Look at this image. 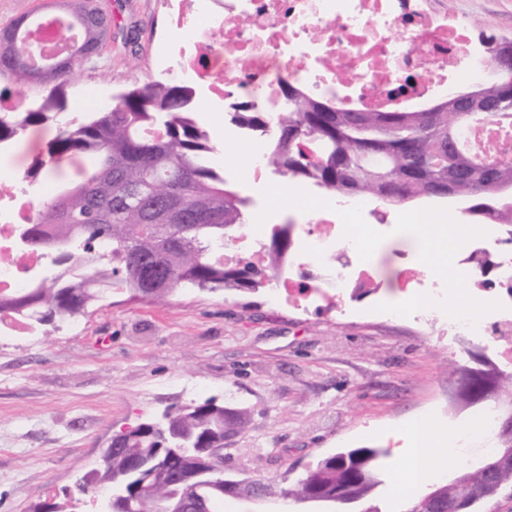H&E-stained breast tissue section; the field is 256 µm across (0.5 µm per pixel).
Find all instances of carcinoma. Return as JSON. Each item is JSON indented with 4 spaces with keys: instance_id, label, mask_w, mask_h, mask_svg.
Masks as SVG:
<instances>
[{
    "instance_id": "1",
    "label": "carcinoma",
    "mask_w": 512,
    "mask_h": 512,
    "mask_svg": "<svg viewBox=\"0 0 512 512\" xmlns=\"http://www.w3.org/2000/svg\"><path fill=\"white\" fill-rule=\"evenodd\" d=\"M58 37L77 30V51L99 42L100 28L78 24L68 14L54 17ZM33 40L0 41V75L20 87L38 82L28 56ZM66 72L47 81L49 90L27 112H0V142L7 143L28 127L59 121L66 109ZM482 97L497 108L493 122L512 136V84L489 82ZM288 108L282 112L267 150L268 165L290 180L310 182L340 197H375L387 204L419 201L430 190L448 184L453 202L474 216L512 212L498 200L497 189L512 185V162L479 164L460 141L464 125L455 112L456 95L439 101L440 111L348 112L330 100L307 97L300 87L283 86ZM192 94L183 84L153 82L119 96L111 108L83 121L60 124L57 137L37 157L26 177L50 174L66 161L86 155L98 159L90 172L57 189L49 200L34 204L30 224L21 226L18 247L47 256L31 287L3 300L0 321L23 318L39 326L83 317L107 294L128 300L163 301L178 287L254 290L264 272L246 265L224 264L213 248L230 240L229 232L245 223L249 199L240 195L212 165L215 145L192 109ZM153 125L161 134L150 137ZM292 224L271 240L267 271L280 267L290 244ZM463 390L457 404L473 405L479 382L461 368ZM247 412L209 401L177 409L166 431L142 425L116 436L114 449L92 479L74 487L78 497L92 499L108 489L131 501L127 512H158L160 492L155 472L160 466L180 477L195 468V503L206 512L226 495L210 482L213 468H223L224 437L245 431ZM500 441L489 455L495 469L464 467L449 483L412 498L407 512H474L475 506L512 485V433H496ZM213 448V457L201 453ZM387 451L361 448L324 458L290 486L294 503L321 501L343 508L365 503L381 484L377 461Z\"/></svg>"
}]
</instances>
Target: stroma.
Wrapping results in <instances>:
<instances>
[{"label":"stroma","instance_id":"obj_1","mask_svg":"<svg viewBox=\"0 0 512 512\" xmlns=\"http://www.w3.org/2000/svg\"><path fill=\"white\" fill-rule=\"evenodd\" d=\"M112 17L99 57L76 65L66 111L84 117L110 108L116 94L169 81L159 55L175 37L166 0H96ZM437 9L465 16L474 34L512 37V0H436ZM88 107H81V100ZM59 126L30 127L0 156V170L24 176ZM224 173L251 200L248 217L297 221L304 202L293 181L252 182L244 154ZM392 225L368 235L375 287L359 293L343 314L303 312L258 290L177 289L164 303H99L88 316L36 335H0V512H30L38 502H67V512H94L87 500H67L76 479L95 466L112 438L169 411L213 400L246 409L245 433L224 440L229 479H295L337 452L391 445L386 431L418 417L451 429L455 448H439L440 482L460 465L478 466L496 439L474 432L506 396L460 409L453 400V365L478 357L512 368L493 337L458 342L445 332L447 308L472 295L455 263L439 270L445 310L426 321L386 320L380 304L409 300L398 272L423 262L396 243Z\"/></svg>","mask_w":512,"mask_h":512}]
</instances>
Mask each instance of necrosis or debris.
I'll return each instance as SVG.
<instances>
[{
  "mask_svg": "<svg viewBox=\"0 0 512 512\" xmlns=\"http://www.w3.org/2000/svg\"><path fill=\"white\" fill-rule=\"evenodd\" d=\"M430 0H168L171 24L186 29L163 53L169 72L190 76L213 95L247 103L263 116L258 128L224 115V147L250 148L253 180L267 175L266 148L288 106L284 84L328 98L346 111L416 110L475 81V41L462 18H448ZM223 82H216V75ZM308 227L288 263L272 273L274 301L300 306L350 299L370 285L362 236L350 225L388 223L377 199L336 198L308 188ZM33 198L22 178L0 176V294L26 288L42 266L41 254L18 248L21 225L30 223ZM457 260L469 273L476 258H494L512 305V246L477 235ZM320 277H310V266Z\"/></svg>",
  "mask_w": 512,
  "mask_h": 512,
  "instance_id": "4bbe7bcc",
  "label": "necrosis or debris"
}]
</instances>
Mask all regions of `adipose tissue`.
<instances>
[{
  "instance_id": "adipose-tissue-1",
  "label": "adipose tissue",
  "mask_w": 512,
  "mask_h": 512,
  "mask_svg": "<svg viewBox=\"0 0 512 512\" xmlns=\"http://www.w3.org/2000/svg\"><path fill=\"white\" fill-rule=\"evenodd\" d=\"M399 242L429 265L440 268L448 262V244L458 234L459 220H449L437 235L425 233L422 225L413 223L411 217L401 215L396 219ZM395 448L406 467L410 486L418 487L438 477L441 466L437 448L447 442V433L436 430L424 417L415 418L389 433Z\"/></svg>"
}]
</instances>
